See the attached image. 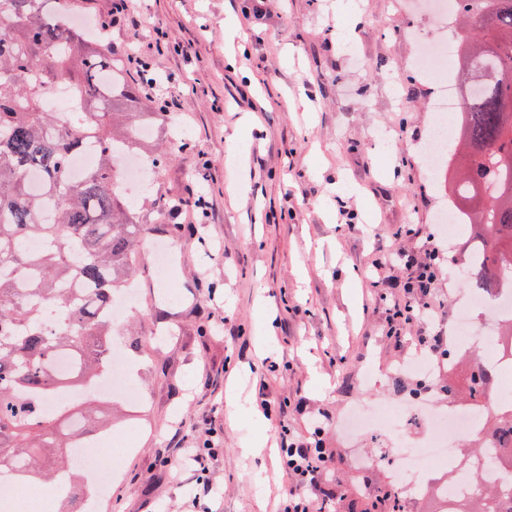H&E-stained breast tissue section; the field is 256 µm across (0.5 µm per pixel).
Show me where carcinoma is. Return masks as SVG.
<instances>
[{"mask_svg":"<svg viewBox=\"0 0 512 512\" xmlns=\"http://www.w3.org/2000/svg\"><path fill=\"white\" fill-rule=\"evenodd\" d=\"M58 0H0V471L16 469L59 490L63 512H86L84 477L67 448L112 428V400L88 395L112 356V298L126 287L137 244L150 233L119 186L118 153L142 150L161 116L144 105L108 44L63 19ZM463 76L455 128L452 202L470 235L472 287H512V0H459ZM72 89L73 109L52 112L53 87ZM85 143L97 162L70 169ZM39 239L44 249L25 243ZM71 370L52 371L56 358ZM496 367L481 364L478 400ZM79 396L52 412L46 401ZM489 432L512 437V411ZM362 512H404L392 487Z\"/></svg>","mask_w":512,"mask_h":512,"instance_id":"cac0c4a2","label":"carcinoma"}]
</instances>
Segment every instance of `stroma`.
Listing matches in <instances>:
<instances>
[{
  "mask_svg": "<svg viewBox=\"0 0 512 512\" xmlns=\"http://www.w3.org/2000/svg\"><path fill=\"white\" fill-rule=\"evenodd\" d=\"M349 2L270 0L258 20L233 0H138L133 28L112 23L113 0H71L77 21L107 26L114 55L135 52L161 72L179 107L154 137L187 138L128 193L151 240L172 250L175 278L160 280L140 251L118 354L144 401L114 402L136 438L103 512H277L285 428L303 442L319 434L335 471L313 495L343 489L336 512H349L390 472L358 463L379 448L345 429L346 412L468 383L465 354L442 380L392 382L405 351L387 334L385 300L412 272L393 259L373 266L379 237L394 233L417 255L450 247L437 221L448 197L423 153L434 86L410 67L415 37L443 31L418 0ZM161 32L193 44L191 57L160 49ZM200 195L205 212L180 225L163 207ZM434 297L431 332L450 335L465 304L474 327L491 318L460 274H442ZM260 438L270 452L248 454ZM210 439L219 451L203 473L185 444ZM205 478L215 493L196 498Z\"/></svg>",
  "mask_w": 512,
  "mask_h": 512,
  "instance_id": "35a3bbf8",
  "label": "stroma"
}]
</instances>
